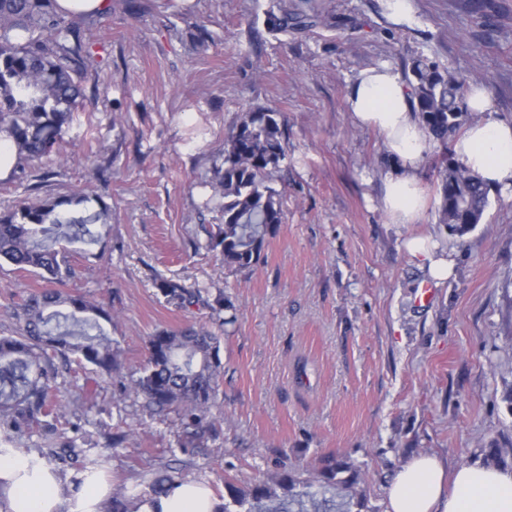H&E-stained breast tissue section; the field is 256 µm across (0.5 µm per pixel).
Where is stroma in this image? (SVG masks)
<instances>
[{
	"mask_svg": "<svg viewBox=\"0 0 512 512\" xmlns=\"http://www.w3.org/2000/svg\"><path fill=\"white\" fill-rule=\"evenodd\" d=\"M409 2L400 25L383 0H111L81 22L93 65L58 148L65 165L46 179L19 161L0 179V211L74 193L112 208L93 243L69 245L65 290L111 306L104 330L123 367L106 378L57 364L65 432L12 442L32 457L60 449L50 467L62 496L101 458L109 486L179 473L220 503L226 483L247 488L265 471L336 455L360 467L369 512H385L390 482L415 455L457 467L512 449V197L491 191L480 224L451 233L438 219L437 147L421 165L424 212L391 223L383 137L357 126L346 103L361 70L404 75L420 58L480 78L511 122L512 0ZM284 4L322 21L273 33L267 14ZM257 108L274 109L286 134L269 180L284 220L255 265L228 268L209 246L223 218L208 181ZM416 237L453 259L448 281L431 283L408 252ZM165 280L193 302L165 296ZM43 287L0 263V336L18 332L20 305ZM221 298L235 323L223 324ZM188 325L220 336L224 366L211 425L195 435L129 390L148 336Z\"/></svg>",
	"mask_w": 512,
	"mask_h": 512,
	"instance_id": "stroma-1",
	"label": "stroma"
}]
</instances>
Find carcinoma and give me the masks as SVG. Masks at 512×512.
Listing matches in <instances>:
<instances>
[{"instance_id": "1", "label": "carcinoma", "mask_w": 512, "mask_h": 512, "mask_svg": "<svg viewBox=\"0 0 512 512\" xmlns=\"http://www.w3.org/2000/svg\"><path fill=\"white\" fill-rule=\"evenodd\" d=\"M319 22L318 16L286 7L267 16L276 33L298 31ZM89 46L78 24L66 19L56 0H0V132L12 139L18 154L41 165L51 162L63 126L85 99ZM408 83L425 135L441 144L440 222L458 235L480 223L489 192L480 178L455 160L448 143L470 120L466 97L470 82L433 63L413 62ZM283 132L277 113L252 110L224 145L223 167L210 186L224 198V224L212 247L227 267L248 268L260 258L266 239L283 223V195L269 185V175L284 159ZM86 198L24 202L0 212V260L38 274L55 288L28 297L23 325L15 336H0V434L21 433L33 426L58 429L52 403L54 373L47 350L95 367L102 375L120 369L119 349L101 321L111 320L101 304L69 294L61 286L71 274L67 248L77 237L60 234L76 228L88 235L89 224H104L103 205L85 216L68 206ZM220 339L197 328L162 329L148 340V360L135 389L147 405L173 409L186 426L198 427L214 400L220 377ZM182 480L166 475L128 492L119 491L100 505V512H133L129 503L153 505ZM360 473L343 459L330 457L307 477L295 471L266 476L249 490L229 488L231 501L215 512H258L263 502L291 499L306 512H327L325 494L347 493L361 509Z\"/></svg>"}]
</instances>
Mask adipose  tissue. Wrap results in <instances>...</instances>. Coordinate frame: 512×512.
Returning a JSON list of instances; mask_svg holds the SVG:
<instances>
[{
    "mask_svg": "<svg viewBox=\"0 0 512 512\" xmlns=\"http://www.w3.org/2000/svg\"><path fill=\"white\" fill-rule=\"evenodd\" d=\"M467 105L481 118L453 139L456 159L490 188L512 190V122L495 118L482 87H472ZM347 109L357 125L381 133L394 162L385 177V213L392 223H415L425 206L419 171L434 143L413 114L408 85L391 67L366 68L347 97ZM0 479L8 483L9 512H64L56 480L28 477L25 458H0ZM160 507L161 512H213L215 501L209 490L185 482L162 498ZM386 512H512V470L480 464L450 470L437 456L420 454L390 483Z\"/></svg>",
    "mask_w": 512,
    "mask_h": 512,
    "instance_id": "1",
    "label": "adipose tissue"
}]
</instances>
